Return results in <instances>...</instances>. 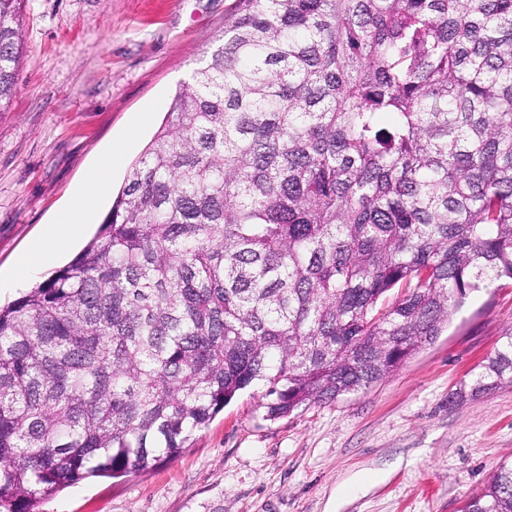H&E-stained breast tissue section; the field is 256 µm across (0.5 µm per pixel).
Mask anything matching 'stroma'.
<instances>
[{
  "label": "stroma",
  "mask_w": 512,
  "mask_h": 512,
  "mask_svg": "<svg viewBox=\"0 0 512 512\" xmlns=\"http://www.w3.org/2000/svg\"><path fill=\"white\" fill-rule=\"evenodd\" d=\"M239 0H28L13 100L0 112V272L116 142L123 182L176 86L220 43ZM155 103L151 122L130 134ZM512 329V287L473 293L430 345L368 389L270 420L238 394L179 454L56 493L43 512H460L512 459V387L449 395Z\"/></svg>",
  "instance_id": "1"
}]
</instances>
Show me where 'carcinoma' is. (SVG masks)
Wrapping results in <instances>:
<instances>
[{
  "label": "carcinoma",
  "instance_id": "carcinoma-1",
  "mask_svg": "<svg viewBox=\"0 0 512 512\" xmlns=\"http://www.w3.org/2000/svg\"><path fill=\"white\" fill-rule=\"evenodd\" d=\"M240 2L99 234L0 307V512L176 456L257 381L271 419L367 389L512 282V0ZM503 386L511 333L450 402ZM461 512H512V462Z\"/></svg>",
  "mask_w": 512,
  "mask_h": 512
}]
</instances>
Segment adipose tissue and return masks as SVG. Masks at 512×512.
<instances>
[{
	"instance_id": "obj_1",
	"label": "adipose tissue",
	"mask_w": 512,
	"mask_h": 512,
	"mask_svg": "<svg viewBox=\"0 0 512 512\" xmlns=\"http://www.w3.org/2000/svg\"><path fill=\"white\" fill-rule=\"evenodd\" d=\"M122 150V145H115L103 163L85 173L82 191L77 199L60 214L56 223L45 228L41 239L18 261L13 275L14 282L27 278L50 255L66 248L82 230L104 198L111 170Z\"/></svg>"
}]
</instances>
